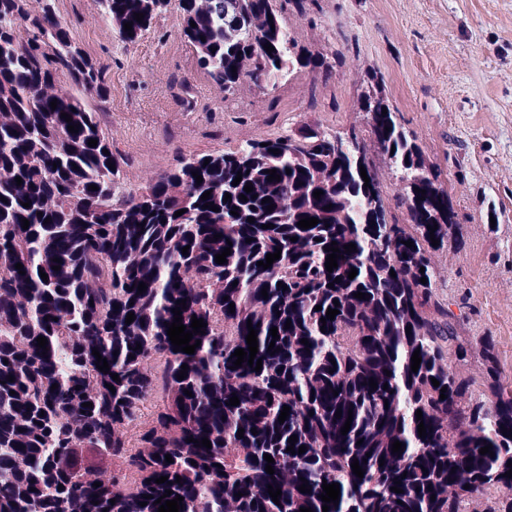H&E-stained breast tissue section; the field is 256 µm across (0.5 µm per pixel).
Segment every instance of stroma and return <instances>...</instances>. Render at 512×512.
I'll return each mask as SVG.
<instances>
[{"instance_id": "stroma-1", "label": "stroma", "mask_w": 512, "mask_h": 512, "mask_svg": "<svg viewBox=\"0 0 512 512\" xmlns=\"http://www.w3.org/2000/svg\"><path fill=\"white\" fill-rule=\"evenodd\" d=\"M73 40L106 65L96 103L121 160L122 188L144 187L176 158L236 150L309 125L357 132L399 214L400 175L374 142L360 101L381 90L438 174L457 222L434 287L461 342L489 338L512 382V0H304L283 21L297 50L328 58L329 79L292 66L276 86H213L177 33L178 5L124 43L98 0H55Z\"/></svg>"}]
</instances>
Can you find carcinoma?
<instances>
[{
  "instance_id": "obj_1",
  "label": "carcinoma",
  "mask_w": 512,
  "mask_h": 512,
  "mask_svg": "<svg viewBox=\"0 0 512 512\" xmlns=\"http://www.w3.org/2000/svg\"><path fill=\"white\" fill-rule=\"evenodd\" d=\"M99 2L125 42L137 41L158 17L144 0ZM179 7V35L226 94L245 81L264 89L294 63L331 75L324 57L290 55L280 0H179ZM105 72L74 44L58 12L47 14L33 0H0V512H158L155 501L167 490L170 500L184 497L179 512H322L324 505L328 512H465L466 504L472 512H512V477L505 476L512 389L495 380L494 401L474 400L472 380L452 369L449 355L466 362L489 355L492 344L457 342L437 298L435 254L455 213L382 92L366 94L361 110L370 114L379 152L401 171V221L384 207L369 210L371 197L382 199L374 162L365 156L356 163L307 126L235 151L196 154L191 168L177 163L144 188L118 193L120 160L89 105L109 97ZM91 139L97 146H88ZM272 169L280 179L270 182ZM316 190L323 191L318 199ZM207 191L219 211L203 208ZM305 217L319 223L302 229L297 223ZM334 241L338 267L329 272ZM350 243L356 249L347 252ZM226 247V263H216ZM277 248L281 257L271 267L257 265ZM358 292L365 298L354 297ZM183 299L186 330L194 317L207 323L190 341L200 343L193 354L174 351L167 335ZM330 308L339 310L333 320L326 318ZM130 312L135 319L127 324ZM249 322L257 330L258 372L247 362L234 365V351L248 349ZM95 348L107 359L106 373ZM417 349L422 361L414 372ZM151 358L164 360L160 379L144 370ZM160 385L154 425L132 449L127 427ZM234 395L237 406L229 405ZM86 402L92 406L82 407ZM292 435L294 450L303 445L304 453L287 451ZM205 437L212 448L200 444ZM397 440L405 444L399 454L392 452ZM487 445L491 453L480 454ZM89 451L124 460L139 483L126 489L124 474L102 475ZM266 454L274 459L272 475ZM355 459L361 478L353 474ZM160 476L168 481L155 483ZM305 480L308 493L299 491ZM325 482L339 484L338 500L322 502ZM270 485L281 489L278 505ZM395 485L402 492H393Z\"/></svg>"
}]
</instances>
